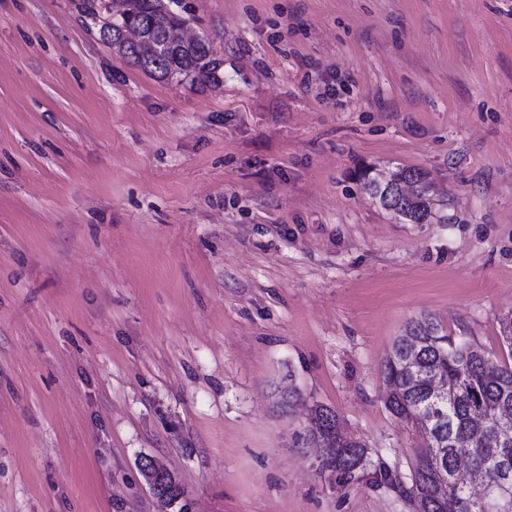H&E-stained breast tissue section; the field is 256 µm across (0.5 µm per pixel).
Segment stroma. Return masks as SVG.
<instances>
[{
	"instance_id": "1",
	"label": "stroma",
	"mask_w": 512,
	"mask_h": 512,
	"mask_svg": "<svg viewBox=\"0 0 512 512\" xmlns=\"http://www.w3.org/2000/svg\"><path fill=\"white\" fill-rule=\"evenodd\" d=\"M179 2L217 82L0 0V512H157L144 455L190 512H412L382 362L424 315L502 355L512 315V0ZM363 166L429 172L435 218ZM359 178L363 189L378 199L383 209L400 212L408 224H425L434 214L431 180L423 169L406 167L388 177L370 168L362 171ZM408 183L417 186L411 195L405 192ZM307 434L317 448L323 449L326 467L340 473L341 477L352 476L354 471L365 466V449L347 436L337 426L336 414L323 405H315L309 416Z\"/></svg>"
}]
</instances>
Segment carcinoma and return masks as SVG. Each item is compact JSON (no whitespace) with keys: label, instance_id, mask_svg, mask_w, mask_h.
I'll return each mask as SVG.
<instances>
[{"label":"carcinoma","instance_id":"obj_1","mask_svg":"<svg viewBox=\"0 0 512 512\" xmlns=\"http://www.w3.org/2000/svg\"><path fill=\"white\" fill-rule=\"evenodd\" d=\"M101 39L143 72L162 80L206 83L217 80V59L205 36L183 47L168 43V32L187 19L164 0H126ZM363 189L385 210L400 212L409 224L433 216L429 173L406 167L391 176L371 169L359 175ZM507 354L492 358L485 348L444 333L431 317L411 321L381 366L386 408L420 429L412 484L405 490L415 512H512V490L477 503L453 480L459 456L475 476L512 487V320L505 323ZM439 377L443 395L432 394L428 376ZM307 434L323 449L326 467L347 477L364 469L363 446L339 432L333 410L312 408Z\"/></svg>","mask_w":512,"mask_h":512}]
</instances>
